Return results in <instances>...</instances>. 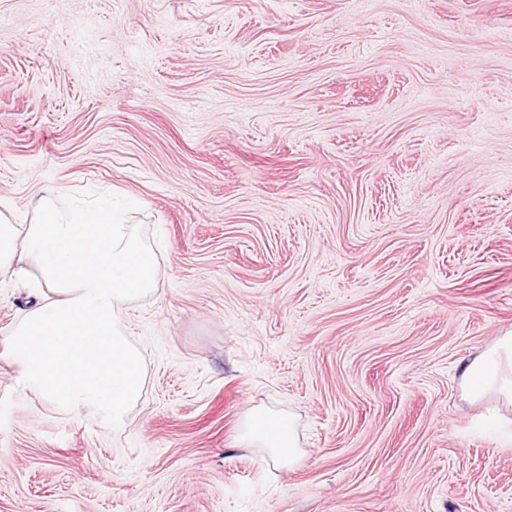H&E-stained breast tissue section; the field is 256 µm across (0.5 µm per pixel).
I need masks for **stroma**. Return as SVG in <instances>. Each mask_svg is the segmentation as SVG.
<instances>
[{
	"label": "stroma",
	"mask_w": 512,
	"mask_h": 512,
	"mask_svg": "<svg viewBox=\"0 0 512 512\" xmlns=\"http://www.w3.org/2000/svg\"><path fill=\"white\" fill-rule=\"evenodd\" d=\"M135 203L124 428L0 353V512H512V0H0V211ZM0 271V346L40 297ZM284 413L279 466L239 441ZM469 397H495L512 404V336H503L495 348L468 362L463 370Z\"/></svg>",
	"instance_id": "1"
}]
</instances>
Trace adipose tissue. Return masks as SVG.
<instances>
[{
  "mask_svg": "<svg viewBox=\"0 0 512 512\" xmlns=\"http://www.w3.org/2000/svg\"><path fill=\"white\" fill-rule=\"evenodd\" d=\"M463 377L472 399L495 397L512 404V336H504L495 348L468 362ZM245 447L264 449L277 463H292L297 454L294 423L290 416L253 415L242 437Z\"/></svg>",
  "mask_w": 512,
  "mask_h": 512,
  "instance_id": "1",
  "label": "adipose tissue"
}]
</instances>
